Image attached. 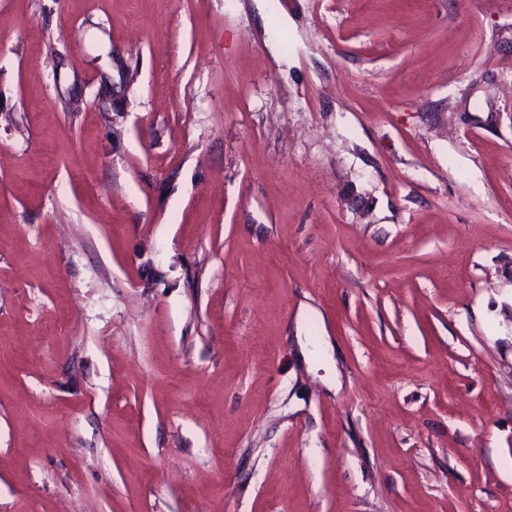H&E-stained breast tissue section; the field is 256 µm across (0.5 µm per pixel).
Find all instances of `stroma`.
<instances>
[{
    "mask_svg": "<svg viewBox=\"0 0 512 512\" xmlns=\"http://www.w3.org/2000/svg\"><path fill=\"white\" fill-rule=\"evenodd\" d=\"M0 512H512V0H0Z\"/></svg>",
    "mask_w": 512,
    "mask_h": 512,
    "instance_id": "obj_1",
    "label": "stroma"
}]
</instances>
